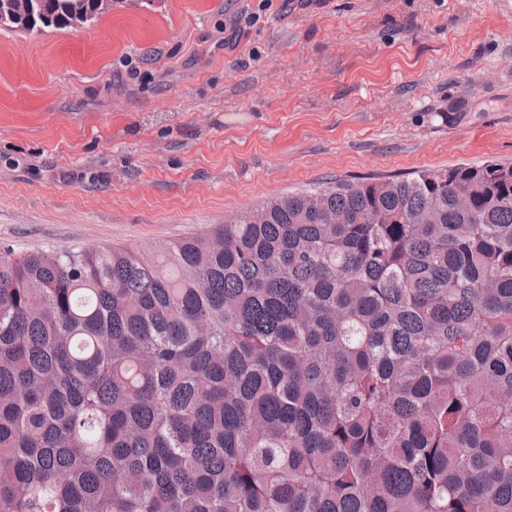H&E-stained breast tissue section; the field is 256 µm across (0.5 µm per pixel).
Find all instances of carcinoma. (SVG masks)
Returning <instances> with one entry per match:
<instances>
[{
  "label": "carcinoma",
  "mask_w": 512,
  "mask_h": 512,
  "mask_svg": "<svg viewBox=\"0 0 512 512\" xmlns=\"http://www.w3.org/2000/svg\"><path fill=\"white\" fill-rule=\"evenodd\" d=\"M0 512H512V163L0 248Z\"/></svg>",
  "instance_id": "1"
}]
</instances>
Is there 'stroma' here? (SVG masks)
<instances>
[{"mask_svg":"<svg viewBox=\"0 0 512 512\" xmlns=\"http://www.w3.org/2000/svg\"><path fill=\"white\" fill-rule=\"evenodd\" d=\"M258 3L0 29V247L150 254L321 182L512 162V0H272L247 25Z\"/></svg>","mask_w":512,"mask_h":512,"instance_id":"35a3bbf8","label":"stroma"}]
</instances>
